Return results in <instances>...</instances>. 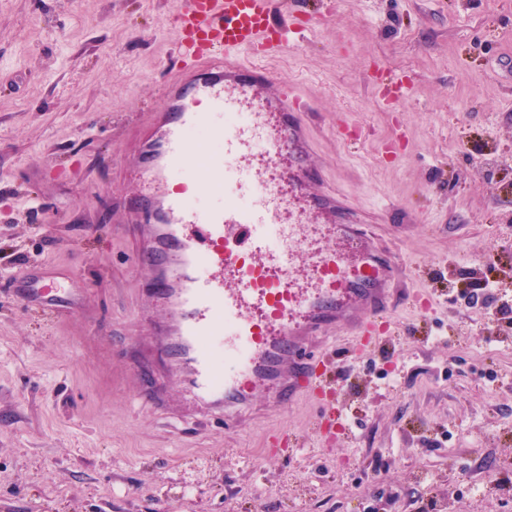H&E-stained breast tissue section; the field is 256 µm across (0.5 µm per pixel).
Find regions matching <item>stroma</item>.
<instances>
[{
	"label": "stroma",
	"mask_w": 512,
	"mask_h": 512,
	"mask_svg": "<svg viewBox=\"0 0 512 512\" xmlns=\"http://www.w3.org/2000/svg\"><path fill=\"white\" fill-rule=\"evenodd\" d=\"M296 2L311 30L271 66L312 103L313 188L366 214L433 308L397 307L365 355L338 347L332 439L304 399L240 430L155 409L143 376L185 392L129 215L184 0H0V512H512V323L482 303L512 305V0ZM386 68L414 79L394 111ZM34 264L79 308L23 307Z\"/></svg>",
	"instance_id": "obj_1"
}]
</instances>
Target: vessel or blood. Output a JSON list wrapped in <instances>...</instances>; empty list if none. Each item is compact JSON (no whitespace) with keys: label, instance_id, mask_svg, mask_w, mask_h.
I'll list each match as a JSON object with an SVG mask.
<instances>
[{"label":"vessel or blood","instance_id":"obj_1","mask_svg":"<svg viewBox=\"0 0 512 512\" xmlns=\"http://www.w3.org/2000/svg\"><path fill=\"white\" fill-rule=\"evenodd\" d=\"M308 30L288 0H189L176 23L186 66L140 154L137 207L149 246L138 260L159 280L169 368L229 428L256 390L281 405L323 393L334 357L304 341L336 325L358 345L379 342L396 286L410 275L342 201L308 194V102L269 67L239 57L278 54ZM382 83L395 103L413 85L388 70ZM200 129L221 149L190 166L189 134ZM215 185L223 204H197ZM57 300L40 280L23 298L45 311Z\"/></svg>","mask_w":512,"mask_h":512}]
</instances>
